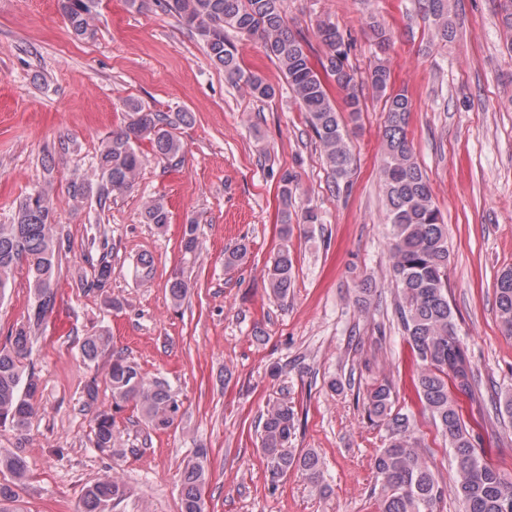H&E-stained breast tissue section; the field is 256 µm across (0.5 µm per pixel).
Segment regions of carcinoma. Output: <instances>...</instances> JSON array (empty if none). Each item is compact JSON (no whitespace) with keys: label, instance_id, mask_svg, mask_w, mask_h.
Instances as JSON below:
<instances>
[{"label":"carcinoma","instance_id":"carcinoma-1","mask_svg":"<svg viewBox=\"0 0 512 512\" xmlns=\"http://www.w3.org/2000/svg\"><path fill=\"white\" fill-rule=\"evenodd\" d=\"M93 0H59L71 36L91 39L96 34ZM283 0H157V5L175 14L189 30L201 36L212 65L224 71L233 84H243L258 100L276 96V88L241 65L238 48L230 38L235 33L260 39L268 56L285 75L288 86L306 113L320 150L336 183H348L355 156L350 147L348 124L362 112L354 73L349 67L350 43L339 27L321 22L317 33L326 54L315 67L303 40L288 29ZM418 9L431 31L432 40L446 42L454 36V5L451 0H418ZM500 24L512 51V0H499ZM366 26L379 47L389 44L391 33L375 15ZM344 92L347 115L336 110L328 92V80ZM368 80L384 98L387 118L383 129V159L380 181L384 190L388 219V248L391 277L395 287V313L405 339L420 361L417 390L425 411L448 445L454 470V492L461 512H512V481L484 459L480 436L467 427L455 394L472 396L479 378L460 340L454 312L448 298V225L436 205L426 174L417 162L407 136L411 102L403 92H388L391 72L383 59L371 65ZM124 125L104 141L96 157L95 176L100 181L99 206L112 194L130 189L142 166L140 145L148 142L154 156L169 162L182 158L183 145L174 132L176 124L188 121L189 113L172 118L130 99L125 104ZM296 190L294 176L280 179L283 235L291 233L290 207ZM72 201L83 205L92 194V183L77 177L68 185ZM142 220L163 230L169 223L164 201H146ZM198 225H184L180 247L194 255L199 249ZM64 235L54 224L49 194L39 190L23 197L8 224H0V295L5 294L15 270L26 271L32 302L26 323L10 332L0 344V428L18 434L26 431L36 413L34 397L38 379L29 354L33 333L55 305L57 259L64 247ZM294 260L288 248L281 249L268 267L270 295L285 300L293 288ZM112 275V266L100 262L94 279L86 286L103 288ZM190 281L176 272L168 280L174 305H181L190 292ZM377 288L371 278L358 285L356 302L367 310ZM497 317L503 330L512 335V267L497 276L495 288ZM110 348V337L101 332L85 337L82 357L96 361ZM115 404L133 402L140 407L145 422L154 430L171 427L178 418L180 404L165 382L148 380L139 366L120 353L112 354L107 373ZM394 395L388 382L374 385L363 398L369 418L388 432V444L373 460L376 483L373 494L380 512H436L446 485L440 481L419 452L422 439L414 420L393 409ZM497 415L512 422V390L493 400ZM261 451L271 486L290 473L300 475L316 488H323L324 468L312 449L289 447L295 437L296 417L285 403L267 406L261 417ZM112 414L99 411L94 417V446L112 457L124 454L114 429ZM11 479L0 482V512H15L17 488L26 476L25 460L13 452L0 450V474ZM209 481L208 451L199 449L182 468L180 476L181 512H206L204 489ZM126 485L115 476H105L88 486L83 495V512H110L127 495Z\"/></svg>","mask_w":512,"mask_h":512}]
</instances>
